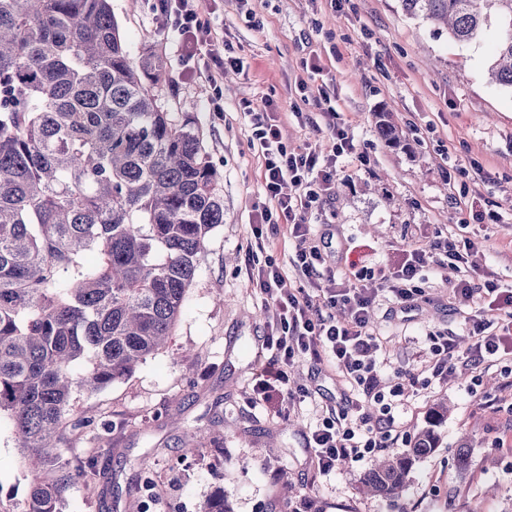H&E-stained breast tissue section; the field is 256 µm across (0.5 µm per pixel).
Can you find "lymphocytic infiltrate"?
<instances>
[{
  "label": "lymphocytic infiltrate",
  "mask_w": 512,
  "mask_h": 512,
  "mask_svg": "<svg viewBox=\"0 0 512 512\" xmlns=\"http://www.w3.org/2000/svg\"><path fill=\"white\" fill-rule=\"evenodd\" d=\"M202 0H154V12L163 24L181 37L188 54H196L205 28L201 22ZM239 109L248 119V140L264 163V193L268 206L258 210L253 235L262 238L263 225L282 219L288 224L298 248L294 265L301 273L304 287L293 289L273 259L255 267L251 281L272 305L265 343L274 354L256 384L257 393L275 388L287 391L289 366L307 356L334 366L339 377L362 390L378 407L376 417L323 419L312 434L320 471L329 472L347 459L367 460L377 451L391 447L395 429L393 404L386 397L370 353L378 346L371 326L372 308L381 286H389L398 305L404 306L424 292L420 272L430 254L446 253L448 266L459 270L464 251L474 250V242L458 246L449 237L437 240L425 249L412 250L391 275L375 279L367 276L364 284L340 288L327 294H310L321 269L330 268L334 254L325 240L313 239L310 219L319 204L329 198L335 185L336 159L356 154L354 137L348 125L339 121L334 108L323 114L334 140L331 153L312 149L291 150L284 142L277 117L278 104L265 99L262 105L241 101ZM297 187V194L284 193L285 184ZM454 295L463 304L478 303L479 312L470 316L471 344L466 352L473 368L485 359L512 356V289L486 284L475 294L470 282L454 286Z\"/></svg>",
  "instance_id": "f902f5d3"
}]
</instances>
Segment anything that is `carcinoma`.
I'll return each mask as SVG.
<instances>
[{"instance_id":"1","label":"carcinoma","mask_w":512,"mask_h":512,"mask_svg":"<svg viewBox=\"0 0 512 512\" xmlns=\"http://www.w3.org/2000/svg\"><path fill=\"white\" fill-rule=\"evenodd\" d=\"M401 3L458 42L496 22L487 78L512 90V0ZM169 82L164 58L132 57L111 0H0V420L32 474L20 512H62L70 472L52 452L73 395L124 379L172 336L224 223L199 128L161 104ZM389 114L377 131L404 147ZM447 415L438 404L406 452L376 459L366 491L402 495ZM200 512H229L224 491Z\"/></svg>"}]
</instances>
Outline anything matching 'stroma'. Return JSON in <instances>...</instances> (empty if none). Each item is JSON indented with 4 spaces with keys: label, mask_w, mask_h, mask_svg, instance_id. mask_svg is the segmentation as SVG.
<instances>
[{
    "label": "stroma",
    "mask_w": 512,
    "mask_h": 512,
    "mask_svg": "<svg viewBox=\"0 0 512 512\" xmlns=\"http://www.w3.org/2000/svg\"><path fill=\"white\" fill-rule=\"evenodd\" d=\"M154 0H112V13L132 55L152 50L171 69L162 103L194 116L219 176L224 222L211 234L169 347L125 379L93 394L79 393L68 420L88 419L81 433L64 428L56 455L77 466L94 458L96 474L72 476L64 512H198L223 489L230 512H512V389L499 363L486 366L478 391L463 348L473 307L455 299L451 282L512 286V91L490 83L486 70L501 38L489 25L468 45L446 30L409 17L401 0H206L202 18L215 53L232 45L243 61L210 82L200 59H186L177 35L157 19ZM317 58L318 73L303 63ZM330 98L364 159L345 155L336 188L315 210L311 232L333 233L335 278L357 279L392 268L411 249L453 237L479 247L462 271L436 253L423 273L429 286L403 309L382 295L372 322L381 341L372 358L395 401L405 451L433 407L448 416L440 446L412 469L400 500L363 493L370 461L318 469L311 435L328 412L375 415L361 390L343 384L334 367L297 362L286 404L261 401L255 377L271 352L264 345L268 311L250 281L252 262L273 257L289 281L297 241L284 224L263 227L265 249L249 256L252 214L264 206L263 163L252 150L241 100L280 105L287 145L330 150L333 140L320 101ZM389 107L409 146L387 147L375 114ZM474 210L489 212L470 222ZM455 340L454 371L432 374L428 333ZM203 435L184 451L189 429ZM470 437V466L455 468L456 441ZM31 474L8 426L0 427V512L25 497Z\"/></svg>",
    "instance_id": "obj_1"
}]
</instances>
